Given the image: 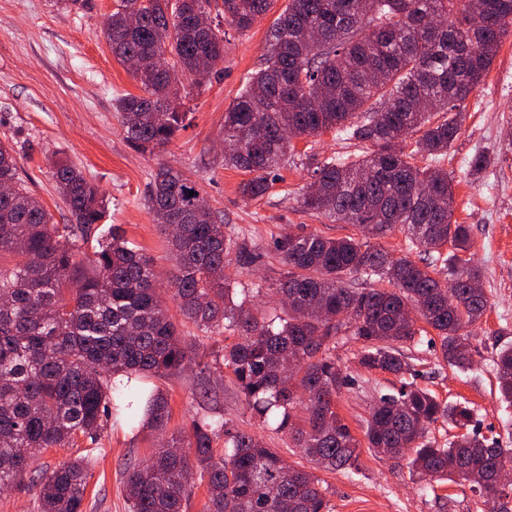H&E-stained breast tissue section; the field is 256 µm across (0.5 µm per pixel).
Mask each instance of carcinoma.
<instances>
[{
	"instance_id": "carcinoma-1",
	"label": "carcinoma",
	"mask_w": 512,
	"mask_h": 512,
	"mask_svg": "<svg viewBox=\"0 0 512 512\" xmlns=\"http://www.w3.org/2000/svg\"><path fill=\"white\" fill-rule=\"evenodd\" d=\"M216 15L240 31L273 0H117L104 35L121 63L135 57L143 95L118 99L125 137L143 152L169 145L184 127L181 102L199 95L224 63L221 22L202 27L193 15L216 3ZM484 26L465 27L472 11ZM137 11L141 23L130 28ZM512 36V0H288L268 35L263 63L224 112V140L235 149L224 165L254 174L242 194L257 199L297 138L334 130L373 150L329 157L313 168L315 189L300 207L380 236L400 226L431 253L421 266L353 237L317 233L276 242L283 269L279 325L233 300L224 278L229 255H245L197 205L200 190L179 169L161 166L147 195L153 219L167 233L175 270L171 293L183 321L162 304L155 261L112 227L101 231L103 198L76 165L58 159L51 177L72 218L54 224L19 177L13 145L0 140V488L28 480L38 512H82L91 459L77 456L33 476L47 448L97 443L109 420L150 428L163 446L126 469L129 512H186L190 469L206 482V512H329L327 488L313 469L285 462L259 436L215 415H198L165 436L168 402L153 378L194 362L183 327L228 333L224 366L247 408L265 426L288 432L316 468L359 469L360 441L336 412L346 384L331 350L347 336L362 344L368 371L412 373L397 344L423 332L410 308L440 338L447 365L471 361L469 327L487 299L472 287L478 266L463 257L472 228L452 220L453 179L440 166L463 120L461 106L479 88L503 42ZM418 134L414 150L402 143ZM425 159L415 163V156ZM96 241L93 252L84 245ZM446 245L451 251L442 254ZM438 265L448 281L434 277ZM350 274L376 283L349 288ZM500 400L512 405V347L496 360ZM472 410L440 401L413 382L381 394L364 436L374 453L410 451L413 473L435 481L454 475L483 491L512 468V448L477 434L441 447L426 439L442 420L466 428ZM224 439V453L213 443Z\"/></svg>"
}]
</instances>
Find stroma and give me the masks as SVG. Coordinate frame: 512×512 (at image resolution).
<instances>
[{
    "instance_id": "1",
    "label": "stroma",
    "mask_w": 512,
    "mask_h": 512,
    "mask_svg": "<svg viewBox=\"0 0 512 512\" xmlns=\"http://www.w3.org/2000/svg\"><path fill=\"white\" fill-rule=\"evenodd\" d=\"M117 0H0V139H9L19 155V173L29 191L53 216L70 221L69 210L48 173L52 153L66 157L106 202L105 225H119L125 237L155 260L161 293H168L173 269L168 242L146 205L150 183L159 166L186 172L196 182L227 234L254 250L244 262L231 257L224 274L233 288L254 289L259 311L271 313L278 301L267 295L282 268L275 241L286 233L316 232L327 237H360L359 228L301 210L299 194L311 180L314 161L335 154H360L367 143L350 141L329 131L295 141L288 161L273 175L271 191L260 199L240 192L246 173L224 164V112L240 93L249 73L267 50V33L288 0H273L270 11L246 34L227 28L224 64L211 75L191 102L186 127L166 150L149 154L125 138L115 110L118 97L140 94L141 88L118 63L103 36L104 23ZM461 130L441 165L453 179L454 220L471 225L474 261L483 271L487 299L483 317L472 329L473 364L459 370L443 363L440 340L428 333L421 342H407L400 352L411 363L417 386L440 401L463 403L473 410L471 427L512 448V407L500 402L496 383L497 354L512 345V37L504 39L478 91L463 107ZM487 162L472 173L476 156ZM224 346L220 336L196 341L198 364L159 380L168 399V432L186 427L196 407L192 396L204 392L205 412L223 416L259 434L291 464L301 461L285 433L262 428L247 410L244 397L225 366L216 359ZM361 345L339 340L336 361L348 383L336 398V410L355 435H363L378 390H398L401 378L368 372L358 363ZM206 371H199V364ZM159 446L149 430L111 425L98 444L79 440L74 448H51L39 454L35 468L53 470L78 455L94 465L83 512H128L127 464L144 459ZM358 472H322L331 512H484L478 493L464 482L445 481L420 488L408 456L378 457L360 450Z\"/></svg>"
}]
</instances>
